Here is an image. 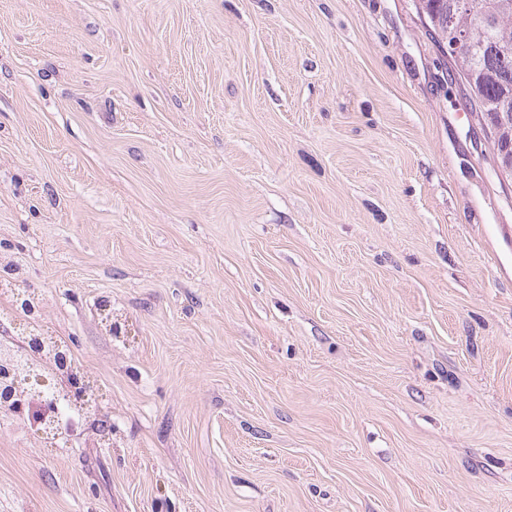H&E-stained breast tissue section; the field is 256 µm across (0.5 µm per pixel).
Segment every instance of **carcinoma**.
I'll use <instances>...</instances> for the list:
<instances>
[{"label": "carcinoma", "instance_id": "carcinoma-1", "mask_svg": "<svg viewBox=\"0 0 512 512\" xmlns=\"http://www.w3.org/2000/svg\"><path fill=\"white\" fill-rule=\"evenodd\" d=\"M460 0H416V10L449 54L451 71L477 112L504 146L512 144V0H475L462 11ZM465 32L460 49L448 51V19Z\"/></svg>", "mask_w": 512, "mask_h": 512}]
</instances>
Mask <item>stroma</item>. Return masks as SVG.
Returning <instances> with one entry per match:
<instances>
[{"instance_id": "1", "label": "stroma", "mask_w": 512, "mask_h": 512, "mask_svg": "<svg viewBox=\"0 0 512 512\" xmlns=\"http://www.w3.org/2000/svg\"><path fill=\"white\" fill-rule=\"evenodd\" d=\"M512 177L414 0H0V268L93 403L0 512H512Z\"/></svg>"}]
</instances>
